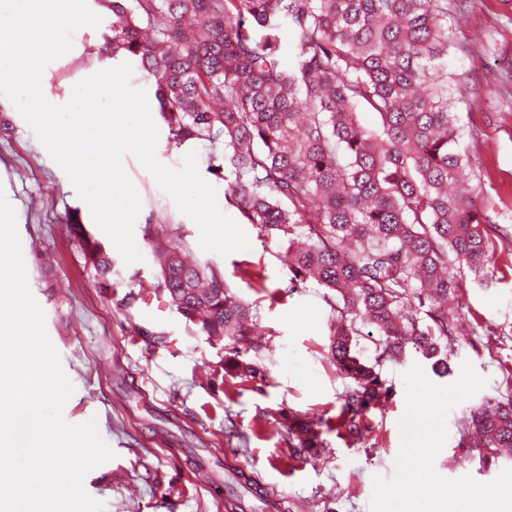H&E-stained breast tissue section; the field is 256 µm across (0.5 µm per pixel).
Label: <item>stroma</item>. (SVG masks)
Instances as JSON below:
<instances>
[{"mask_svg":"<svg viewBox=\"0 0 512 512\" xmlns=\"http://www.w3.org/2000/svg\"><path fill=\"white\" fill-rule=\"evenodd\" d=\"M100 16L102 25L77 30L71 50L45 68L43 93L51 103H67L78 81L116 66L104 47L112 15L104 10ZM463 33L468 52L448 57L449 72L464 77L457 112L465 132L477 137L481 197L494 202L501 230L512 235V97L499 86L501 74L512 71V0H476ZM191 151L206 169L209 143L174 144L167 125H160V162L180 168ZM123 166L142 202L134 237L143 259L131 265L116 259L112 288L105 291L96 288L67 218L79 214L99 241L106 234L15 106L0 97V188L17 213L31 292L75 388L63 415L72 424L96 419L115 452L87 474L86 491L106 512H226L225 499L242 472L270 498L293 503L292 512H370L374 476L395 475L406 411L402 375L420 355L410 351L403 362L380 366L389 397L367 412L366 437L340 436L337 416L351 381L327 356L332 309L326 289L312 280L290 285L285 244L251 224L244 227L249 249L225 257L203 251L195 222L138 159L125 155ZM160 219L172 225L173 244L220 268L252 305L258 335L243 359L259 368L258 377L228 375L224 343L198 333L166 302L123 304L129 291L156 280L144 230ZM462 279L465 318L452 362L470 361L487 377L483 392L491 395L512 370V247L498 246L489 283H474L467 272ZM488 328L501 338L487 341ZM470 407L466 401L449 412L448 440L435 469L448 479L469 475L487 483L512 464L465 460L458 426ZM292 413L319 419L317 457L292 456L288 432L278 423Z\"/></svg>","mask_w":512,"mask_h":512,"instance_id":"35a3bbf8","label":"stroma"}]
</instances>
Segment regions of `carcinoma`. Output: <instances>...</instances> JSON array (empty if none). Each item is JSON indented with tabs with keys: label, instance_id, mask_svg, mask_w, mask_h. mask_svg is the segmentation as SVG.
I'll return each mask as SVG.
<instances>
[{
	"label": "carcinoma",
	"instance_id": "cac0c4a2",
	"mask_svg": "<svg viewBox=\"0 0 512 512\" xmlns=\"http://www.w3.org/2000/svg\"><path fill=\"white\" fill-rule=\"evenodd\" d=\"M471 0H95L112 12V55L134 57L177 144L222 147L208 169L245 223L287 243L289 283L313 280L336 313L329 357L351 379L338 427L360 439L372 404L390 395L376 367L412 348L448 374L463 305V267L491 274L493 204H477L475 160L461 147L447 59ZM454 14L448 23V14ZM294 46L281 60L283 31ZM375 115L362 126L357 109ZM87 265L112 287V252L68 219ZM145 237L155 294L204 335L227 342L230 371L255 378L237 345L254 336L251 307L209 262ZM375 333L368 365L355 345ZM289 447H321L318 423L292 414ZM461 446L482 462L512 450V374L505 390L469 409Z\"/></svg>",
	"mask_w": 512,
	"mask_h": 512
}]
</instances>
